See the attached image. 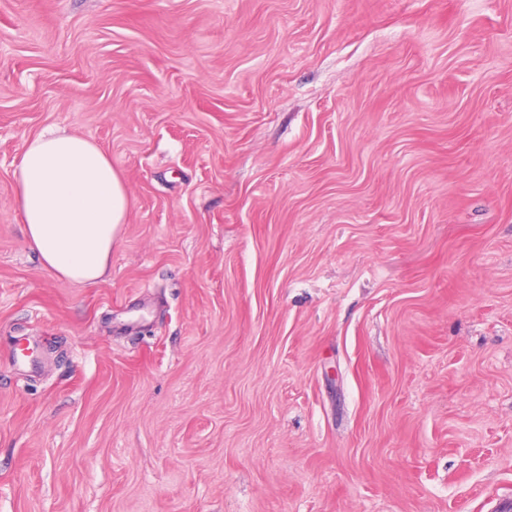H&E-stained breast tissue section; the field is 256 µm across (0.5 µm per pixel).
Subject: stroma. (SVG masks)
Segmentation results:
<instances>
[{"mask_svg": "<svg viewBox=\"0 0 512 512\" xmlns=\"http://www.w3.org/2000/svg\"><path fill=\"white\" fill-rule=\"evenodd\" d=\"M48 128L128 186L92 285ZM0 512H512V0H0ZM14 177L26 237L44 266L65 282L107 277L130 207L112 159L87 136L47 129L25 140Z\"/></svg>", "mask_w": 512, "mask_h": 512, "instance_id": "stroma-1", "label": "stroma"}]
</instances>
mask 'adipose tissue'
Segmentation results:
<instances>
[{"label":"adipose tissue","mask_w":512,"mask_h":512,"mask_svg":"<svg viewBox=\"0 0 512 512\" xmlns=\"http://www.w3.org/2000/svg\"><path fill=\"white\" fill-rule=\"evenodd\" d=\"M25 234L58 280L95 283L130 207L122 174L89 137L47 129L25 140L14 173Z\"/></svg>","instance_id":"1"}]
</instances>
